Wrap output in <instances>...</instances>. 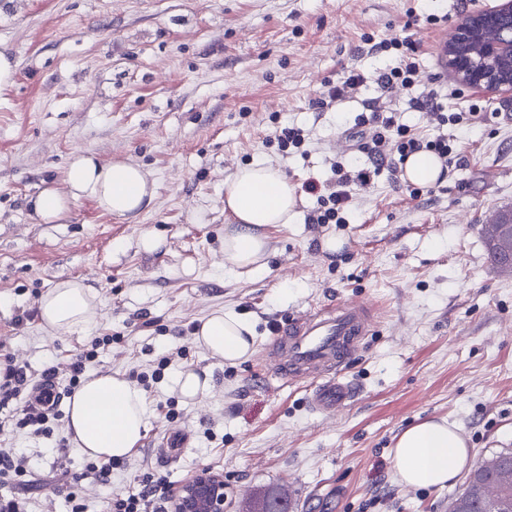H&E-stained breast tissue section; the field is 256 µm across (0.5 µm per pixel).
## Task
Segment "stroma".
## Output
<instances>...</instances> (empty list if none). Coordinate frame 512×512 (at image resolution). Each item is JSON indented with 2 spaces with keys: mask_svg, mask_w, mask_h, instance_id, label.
<instances>
[{
  "mask_svg": "<svg viewBox=\"0 0 512 512\" xmlns=\"http://www.w3.org/2000/svg\"><path fill=\"white\" fill-rule=\"evenodd\" d=\"M500 3L0 0V53L16 66L13 84L0 88V354L37 377L108 336L91 372H162L145 391L146 433L109 485L84 477L89 457L66 421L49 436L0 430V445L31 460L30 512H67L71 492L85 512H106L108 498L136 491L143 472L182 482L204 465L224 477V512H247L271 486L287 488L298 512H447L465 481L400 483L392 450L405 428L447 419L477 464L512 450V275L489 262L482 232L497 209L512 207V94L459 82L433 54L423 22L444 14L453 28ZM411 9L421 17L411 29L422 44L420 86L440 89L445 111H475L472 123L437 127L412 108L409 90L383 99L371 82L313 108L345 68L370 75L396 65L362 38L405 35ZM377 101L413 136L443 132L453 158L445 177L413 195L383 169L353 188L345 223H308L316 197L303 184L329 180L337 161L367 165L349 136ZM285 126L304 130V151H280ZM80 151L140 165L155 184L153 203L128 221L81 200L65 223H38L34 198ZM259 161L301 187L300 215L269 227L266 271L239 274L224 266V183ZM146 230L161 241L152 254L137 246ZM329 236L338 251L323 250ZM66 278L94 288L97 319L86 332L53 335L37 302ZM330 299L374 307L376 326L347 367L357 401L323 416L309 411L305 387L265 367L270 323ZM216 311L252 325L250 358L227 365L198 345L196 328ZM177 350L183 359L159 369ZM184 369L211 378L197 400L173 386ZM171 429L190 436L172 463L156 454ZM63 470L76 481L48 483Z\"/></svg>",
  "mask_w": 512,
  "mask_h": 512,
  "instance_id": "35a3bbf8",
  "label": "stroma"
}]
</instances>
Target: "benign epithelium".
Segmentation results:
<instances>
[{"mask_svg": "<svg viewBox=\"0 0 512 512\" xmlns=\"http://www.w3.org/2000/svg\"><path fill=\"white\" fill-rule=\"evenodd\" d=\"M498 17L512 18V0L496 11L467 17L448 40V62L459 78L493 94L512 93V78L498 75L486 61L512 60V41L485 44L476 56L468 47L482 39L486 27ZM491 248L502 256L501 266L512 271V235L504 233L498 219L486 225ZM171 512H224V475L205 467L192 474L173 494Z\"/></svg>", "mask_w": 512, "mask_h": 512, "instance_id": "1", "label": "benign epithelium"}]
</instances>
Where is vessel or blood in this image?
Segmentation results:
<instances>
[{
    "mask_svg": "<svg viewBox=\"0 0 512 512\" xmlns=\"http://www.w3.org/2000/svg\"><path fill=\"white\" fill-rule=\"evenodd\" d=\"M374 328V311L363 305L330 302L290 318L273 334L270 365L280 378L308 384V404L317 413L332 414L352 405L358 389L345 369ZM188 437L169 432L157 450L167 461L179 460Z\"/></svg>",
    "mask_w": 512,
    "mask_h": 512,
    "instance_id": "b4317fda",
    "label": "vessel or blood"
}]
</instances>
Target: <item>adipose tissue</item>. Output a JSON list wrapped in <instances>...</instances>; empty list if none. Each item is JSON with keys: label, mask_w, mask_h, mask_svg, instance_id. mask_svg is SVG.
Masks as SVG:
<instances>
[{"label": "adipose tissue", "mask_w": 512, "mask_h": 512, "mask_svg": "<svg viewBox=\"0 0 512 512\" xmlns=\"http://www.w3.org/2000/svg\"><path fill=\"white\" fill-rule=\"evenodd\" d=\"M155 189L139 166L116 160L99 163L77 153L60 181L34 199L43 223L59 224L79 200H91L105 213L133 217L149 207ZM299 196L281 169L266 162L239 168L224 184V210L232 223L224 231V265L234 271L266 267L272 225L288 226L296 217ZM42 328L50 333L83 332L97 317V296L80 279H64L37 302ZM196 341L213 357L235 364L255 350V335L246 320L218 311L197 327ZM149 423L144 393L121 375L91 374L68 403L67 426L79 448L102 461L120 459L137 448ZM394 472L404 485L443 486L469 468L465 440L444 419H427L403 430L396 442Z\"/></svg>", "instance_id": "obj_1"}]
</instances>
